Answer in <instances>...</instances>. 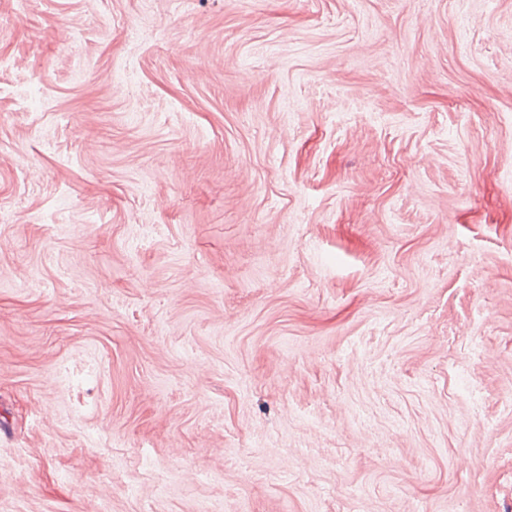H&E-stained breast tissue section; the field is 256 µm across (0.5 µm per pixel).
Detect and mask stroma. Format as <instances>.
Here are the masks:
<instances>
[{
	"mask_svg": "<svg viewBox=\"0 0 512 512\" xmlns=\"http://www.w3.org/2000/svg\"><path fill=\"white\" fill-rule=\"evenodd\" d=\"M512 512V0H0V512Z\"/></svg>",
	"mask_w": 512,
	"mask_h": 512,
	"instance_id": "stroma-1",
	"label": "stroma"
}]
</instances>
